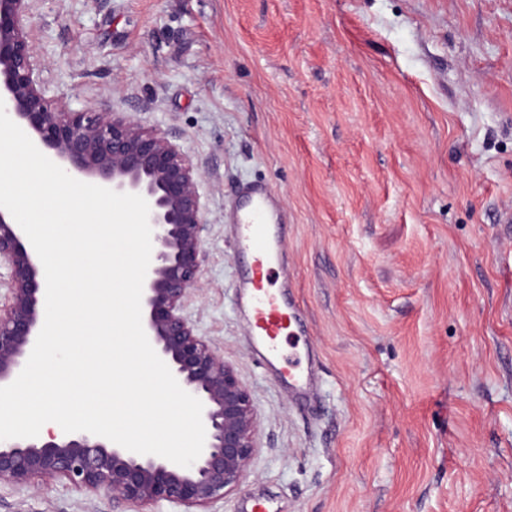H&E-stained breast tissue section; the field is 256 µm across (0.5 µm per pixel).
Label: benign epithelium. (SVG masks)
Returning a JSON list of instances; mask_svg holds the SVG:
<instances>
[{"mask_svg":"<svg viewBox=\"0 0 512 512\" xmlns=\"http://www.w3.org/2000/svg\"><path fill=\"white\" fill-rule=\"evenodd\" d=\"M28 2L0 0V98L9 117L69 175L147 200L152 255L142 324L181 387L203 403L206 440L189 468L114 447L88 432L0 440V484L29 486L63 478L135 506L169 502L192 512L239 486L257 448L247 389L182 314L185 296L198 284L203 247L200 175L167 137L112 112L72 111L45 97L34 78ZM0 262L11 271L9 301L0 306V386H5L24 367L43 326L46 284L32 244L2 208Z\"/></svg>","mask_w":512,"mask_h":512,"instance_id":"benign-epithelium-1","label":"benign epithelium"}]
</instances>
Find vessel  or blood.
<instances>
[{"instance_id": "b4317fda", "label": "vessel or blood", "mask_w": 512, "mask_h": 512, "mask_svg": "<svg viewBox=\"0 0 512 512\" xmlns=\"http://www.w3.org/2000/svg\"><path fill=\"white\" fill-rule=\"evenodd\" d=\"M233 224L238 249L252 259L241 299L248 310L254 350L260 362L269 365L279 360L284 337L300 324L292 281L283 280L274 290L267 286L274 270L287 262L284 212L265 184L253 183L239 194Z\"/></svg>"}]
</instances>
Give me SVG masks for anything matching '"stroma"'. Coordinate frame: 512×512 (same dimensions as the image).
<instances>
[{
    "mask_svg": "<svg viewBox=\"0 0 512 512\" xmlns=\"http://www.w3.org/2000/svg\"><path fill=\"white\" fill-rule=\"evenodd\" d=\"M37 78L202 175L183 314L247 387L259 449L207 512H512V0H30ZM288 215L316 395L258 362L236 188ZM0 512H137L67 480Z\"/></svg>",
    "mask_w": 512,
    "mask_h": 512,
    "instance_id": "stroma-1",
    "label": "stroma"
}]
</instances>
